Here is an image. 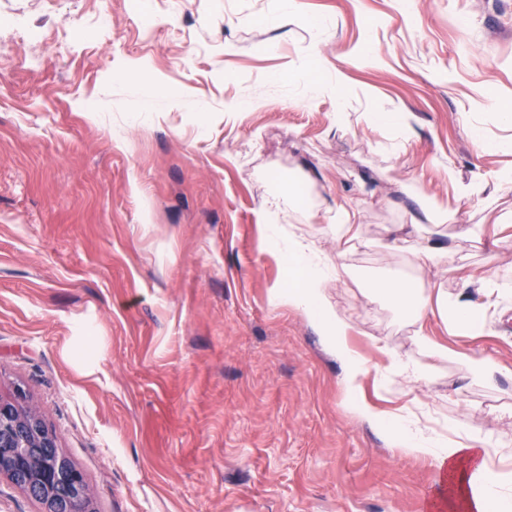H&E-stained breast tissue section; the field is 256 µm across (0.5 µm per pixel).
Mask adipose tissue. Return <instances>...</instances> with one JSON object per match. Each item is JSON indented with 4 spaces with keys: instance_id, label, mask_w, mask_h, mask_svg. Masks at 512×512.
<instances>
[{
    "instance_id": "ef3b65f1",
    "label": "adipose tissue",
    "mask_w": 512,
    "mask_h": 512,
    "mask_svg": "<svg viewBox=\"0 0 512 512\" xmlns=\"http://www.w3.org/2000/svg\"><path fill=\"white\" fill-rule=\"evenodd\" d=\"M266 235L277 243L288 262L289 286L278 290L280 302L302 310L316 323L326 338L331 354L343 367V388L351 399V410L358 418L380 427L393 447L415 456L432 458L448 488L451 512H512V478L494 471L489 461L495 452L490 438L449 426L447 433L421 425L412 410L387 415L373 405L356 401L355 395L367 373L365 360L350 346L352 325L326 296L330 278L341 277L348 267L345 250L328 253L313 236L289 226L287 237H279L275 225H267ZM369 295H387L407 317L422 325L429 312L439 316L457 334L478 333L492 308L512 295V271L498 268L480 280V300L447 292H431L399 280H380L367 286ZM417 343L436 359L457 361L474 379L493 382L502 372L495 361L475 354H461L437 344L425 331H418Z\"/></svg>"
}]
</instances>
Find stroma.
<instances>
[{"instance_id":"stroma-1","label":"stroma","mask_w":512,"mask_h":512,"mask_svg":"<svg viewBox=\"0 0 512 512\" xmlns=\"http://www.w3.org/2000/svg\"><path fill=\"white\" fill-rule=\"evenodd\" d=\"M150 9L145 25L134 0H0V397L26 390L92 512H440L433 461L353 415L323 335L276 298L264 225H304L332 253L343 207L362 238L327 295L367 362L361 400L492 436L512 472V297L477 336L426 322L504 366L486 385L365 290L390 276L473 296L512 265V189L489 210L454 186L512 170V0ZM311 58L316 94L297 76ZM376 112L411 113L408 135ZM398 234L446 246L447 271L388 252ZM378 341L433 379L381 386Z\"/></svg>"}]
</instances>
